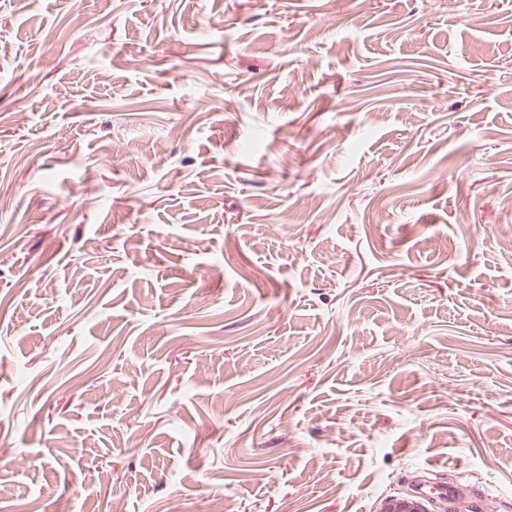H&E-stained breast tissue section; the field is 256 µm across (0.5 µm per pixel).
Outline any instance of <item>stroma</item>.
<instances>
[{"label": "stroma", "instance_id": "1", "mask_svg": "<svg viewBox=\"0 0 512 512\" xmlns=\"http://www.w3.org/2000/svg\"><path fill=\"white\" fill-rule=\"evenodd\" d=\"M418 476L512 512V0H0V512Z\"/></svg>", "mask_w": 512, "mask_h": 512}]
</instances>
